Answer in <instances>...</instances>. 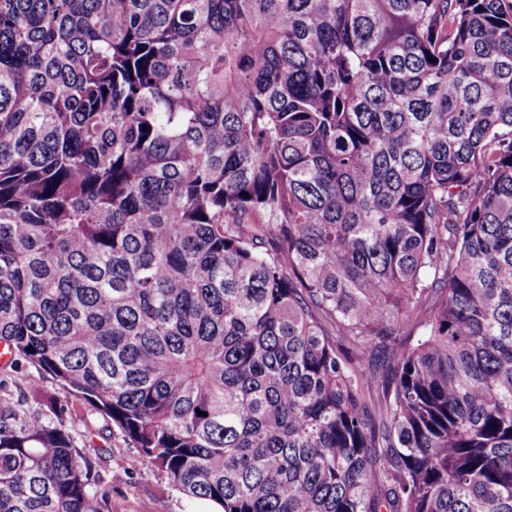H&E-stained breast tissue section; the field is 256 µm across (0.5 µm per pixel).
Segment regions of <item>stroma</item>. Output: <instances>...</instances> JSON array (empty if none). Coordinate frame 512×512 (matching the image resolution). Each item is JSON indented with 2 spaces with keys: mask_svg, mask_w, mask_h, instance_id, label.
<instances>
[{
  "mask_svg": "<svg viewBox=\"0 0 512 512\" xmlns=\"http://www.w3.org/2000/svg\"><path fill=\"white\" fill-rule=\"evenodd\" d=\"M35 383L54 396L68 414L83 416L76 437L97 461L98 487L106 493L102 512H197L198 500L174 489L165 473L144 461L111 421L52 379L39 376L31 365L11 368L0 364V390L4 393L16 396Z\"/></svg>",
  "mask_w": 512,
  "mask_h": 512,
  "instance_id": "35a3bbf8",
  "label": "stroma"
}]
</instances>
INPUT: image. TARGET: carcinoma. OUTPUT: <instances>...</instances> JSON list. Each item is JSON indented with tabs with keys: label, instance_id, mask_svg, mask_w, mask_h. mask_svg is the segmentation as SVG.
<instances>
[{
	"label": "carcinoma",
	"instance_id": "carcinoma-1",
	"mask_svg": "<svg viewBox=\"0 0 512 512\" xmlns=\"http://www.w3.org/2000/svg\"><path fill=\"white\" fill-rule=\"evenodd\" d=\"M0 343L222 512H512V0H0Z\"/></svg>",
	"mask_w": 512,
	"mask_h": 512
}]
</instances>
